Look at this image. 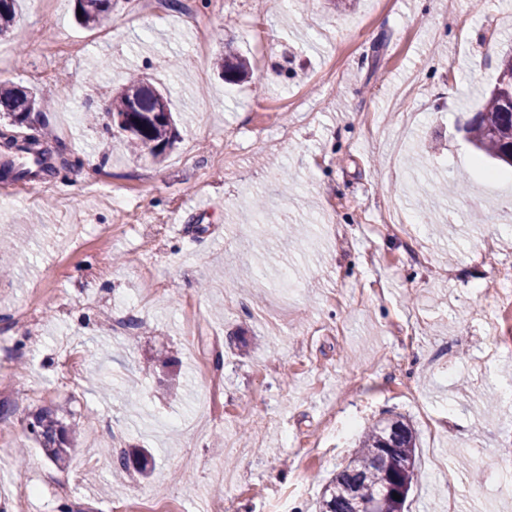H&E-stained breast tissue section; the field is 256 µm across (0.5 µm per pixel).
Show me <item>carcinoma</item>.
<instances>
[{
	"mask_svg": "<svg viewBox=\"0 0 512 512\" xmlns=\"http://www.w3.org/2000/svg\"><path fill=\"white\" fill-rule=\"evenodd\" d=\"M18 0H0V35L12 30L16 23ZM75 9L81 11L76 21L93 29L112 13V0H75ZM224 82L233 84L245 74L246 59L224 56L216 61ZM170 96L147 83L143 76L132 72L127 82L110 100L106 108L123 138L121 145L128 151L147 153L154 159L163 157L174 145L178 133L173 112H158V97ZM36 93L13 85L0 84V114L14 125L28 121L31 113L39 111ZM472 144L487 157L505 165L503 156L512 151V68L499 65L495 84L486 98L482 111L476 113L468 125ZM23 149L36 160L39 171L18 169L16 180L55 173L48 164L46 149L41 140L29 138ZM28 434L39 443L46 456L58 463L67 458L82 431L61 425L53 412L45 411L27 424ZM416 435L403 419L381 422L369 428L359 441L358 448L327 482L319 501L318 512H403L415 480ZM147 456L141 451L124 452L113 467L116 472L115 491L123 492L125 483L121 474L134 468L146 470ZM400 495L394 499L393 494Z\"/></svg>",
	"mask_w": 512,
	"mask_h": 512,
	"instance_id": "1",
	"label": "carcinoma"
}]
</instances>
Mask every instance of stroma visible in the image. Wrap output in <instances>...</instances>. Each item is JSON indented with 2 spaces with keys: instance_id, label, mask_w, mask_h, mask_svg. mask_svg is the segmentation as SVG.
<instances>
[{
  "instance_id": "35a3bbf8",
  "label": "stroma",
  "mask_w": 512,
  "mask_h": 512,
  "mask_svg": "<svg viewBox=\"0 0 512 512\" xmlns=\"http://www.w3.org/2000/svg\"><path fill=\"white\" fill-rule=\"evenodd\" d=\"M18 12L0 81L53 106L0 133L51 131L57 173L0 180V234L25 241L0 251V507L315 512L398 415L407 512H512V177L484 179L465 130L512 0H117L93 29L73 0ZM230 50L251 64L235 85ZM131 67L185 117L159 161L105 130ZM123 309L146 330L114 334ZM218 357L213 393L197 364ZM45 407L86 428L65 462L28 440ZM127 448L153 474L108 494ZM216 68L224 78V83L233 84L245 74L248 64L242 57L224 56L216 61Z\"/></svg>"
}]
</instances>
